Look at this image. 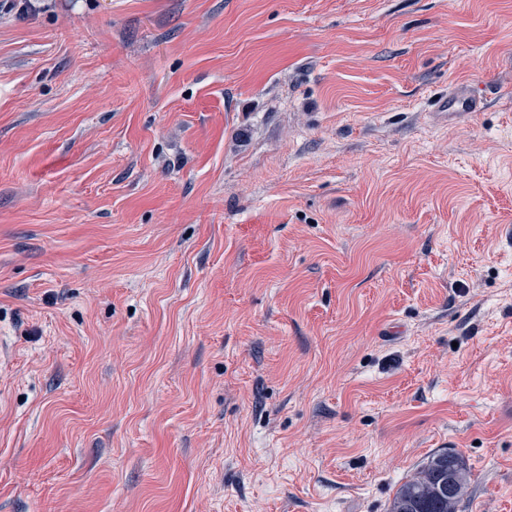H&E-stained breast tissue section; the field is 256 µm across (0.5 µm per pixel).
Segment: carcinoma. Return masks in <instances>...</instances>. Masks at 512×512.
<instances>
[{
    "mask_svg": "<svg viewBox=\"0 0 512 512\" xmlns=\"http://www.w3.org/2000/svg\"><path fill=\"white\" fill-rule=\"evenodd\" d=\"M470 482V468L454 449L439 450L395 492L388 512H457Z\"/></svg>",
    "mask_w": 512,
    "mask_h": 512,
    "instance_id": "cac0c4a2",
    "label": "carcinoma"
}]
</instances>
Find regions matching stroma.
I'll return each mask as SVG.
<instances>
[{"instance_id":"obj_1","label":"stroma","mask_w":512,"mask_h":512,"mask_svg":"<svg viewBox=\"0 0 512 512\" xmlns=\"http://www.w3.org/2000/svg\"><path fill=\"white\" fill-rule=\"evenodd\" d=\"M32 2L0 512H387L442 448L512 512V0ZM483 105V96L477 89L460 87L441 97L437 103L436 112H480Z\"/></svg>"}]
</instances>
